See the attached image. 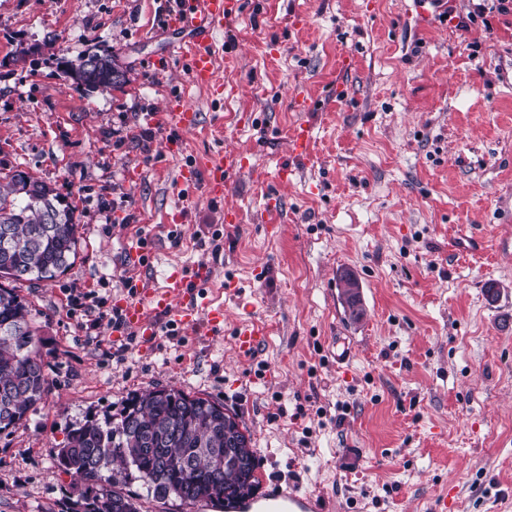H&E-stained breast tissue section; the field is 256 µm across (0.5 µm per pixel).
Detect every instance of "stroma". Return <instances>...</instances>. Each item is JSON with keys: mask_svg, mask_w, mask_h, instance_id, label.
I'll return each instance as SVG.
<instances>
[{"mask_svg": "<svg viewBox=\"0 0 512 512\" xmlns=\"http://www.w3.org/2000/svg\"><path fill=\"white\" fill-rule=\"evenodd\" d=\"M408 2L244 0L215 38L219 99L168 56L174 0H0V166L53 187L77 239L63 273L18 285L49 386L0 435V512H62L72 426L158 385L238 415L261 490L298 486L328 512H436L442 496L448 512H512V23L464 32ZM93 52L128 82L91 93L63 74ZM179 96L195 129L159 118ZM222 150L243 159L223 198L206 174L179 181ZM199 264L220 334L163 330L146 348L70 304ZM242 320L268 331L249 360Z\"/></svg>", "mask_w": 512, "mask_h": 512, "instance_id": "1", "label": "stroma"}]
</instances>
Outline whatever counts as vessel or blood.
<instances>
[{"label": "vessel or blood", "instance_id": "1", "mask_svg": "<svg viewBox=\"0 0 512 512\" xmlns=\"http://www.w3.org/2000/svg\"><path fill=\"white\" fill-rule=\"evenodd\" d=\"M242 0H181L174 13V24L189 33L187 40L174 46V54L187 57L189 76L201 88L217 85L216 57L213 50L215 35L223 30L225 22L240 11ZM163 119L167 125L181 130L193 128L198 114L182 98L172 99ZM242 160L231 153L203 155L194 163L181 168L179 180L186 185L194 184L198 172L207 174V191L210 196H223L230 171L240 167ZM204 268H197L194 279H187L181 272L171 273L164 285L142 294L123 297L118 302L123 326L117 337L134 334L141 341L154 339L157 334L155 317L158 314L172 316L177 325H195L206 320L209 331L224 329V307L210 302H199L197 289L191 281H205ZM265 331L252 320L241 322L236 330L235 350L240 357H254L265 341ZM229 512H320L315 499L298 488H273L263 498L230 506Z\"/></svg>", "mask_w": 512, "mask_h": 512}]
</instances>
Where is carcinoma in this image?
I'll list each match as a JSON object with an SVG mask.
<instances>
[{"label": "carcinoma", "mask_w": 512, "mask_h": 512, "mask_svg": "<svg viewBox=\"0 0 512 512\" xmlns=\"http://www.w3.org/2000/svg\"><path fill=\"white\" fill-rule=\"evenodd\" d=\"M126 82L98 71L81 84L103 92ZM2 227L10 237L0 239V434L26 422L48 386L32 309L11 283L52 280L77 254L74 212L26 171L0 176ZM341 282L346 310L362 317L358 289ZM56 460L82 485L65 512H138L125 490L134 482L148 497L183 503L246 500L259 487L247 430L225 427L223 405L165 386L131 395L116 420L70 429Z\"/></svg>", "instance_id": "1"}]
</instances>
